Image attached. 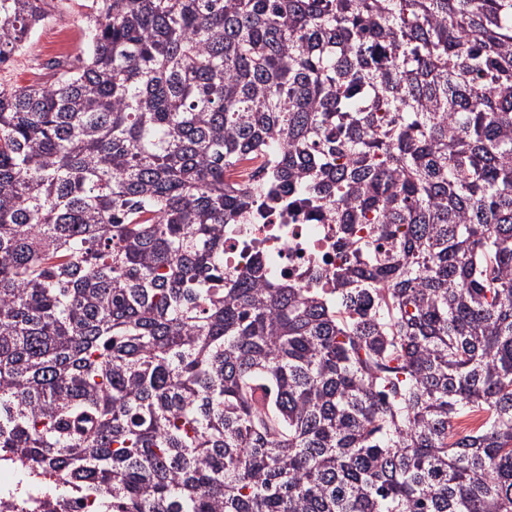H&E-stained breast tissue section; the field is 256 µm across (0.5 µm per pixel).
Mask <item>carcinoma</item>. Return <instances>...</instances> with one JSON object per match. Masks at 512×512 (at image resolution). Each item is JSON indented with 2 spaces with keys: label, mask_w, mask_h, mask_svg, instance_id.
<instances>
[{
  "label": "carcinoma",
  "mask_w": 512,
  "mask_h": 512,
  "mask_svg": "<svg viewBox=\"0 0 512 512\" xmlns=\"http://www.w3.org/2000/svg\"><path fill=\"white\" fill-rule=\"evenodd\" d=\"M61 2L0 0V66ZM85 21L0 85V461L41 491L0 512H512V0ZM285 192L329 289L224 271Z\"/></svg>",
  "instance_id": "obj_1"
}]
</instances>
